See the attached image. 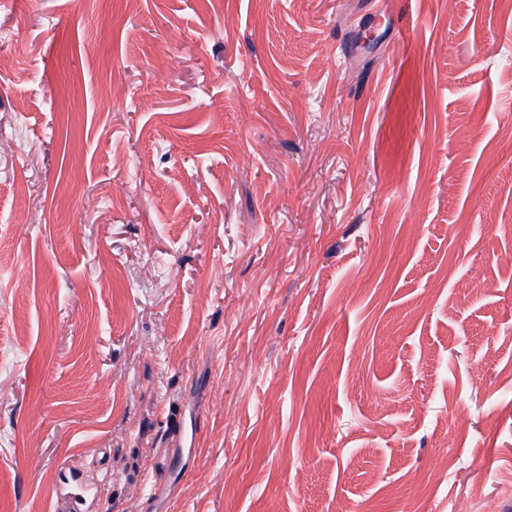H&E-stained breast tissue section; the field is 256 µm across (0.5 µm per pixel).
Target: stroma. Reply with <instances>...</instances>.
<instances>
[{
    "label": "stroma",
    "mask_w": 512,
    "mask_h": 512,
    "mask_svg": "<svg viewBox=\"0 0 512 512\" xmlns=\"http://www.w3.org/2000/svg\"><path fill=\"white\" fill-rule=\"evenodd\" d=\"M511 172L512 0H0V512H512ZM77 466H67L62 483L65 490L57 495V512H85L89 508L92 489L83 480Z\"/></svg>",
    "instance_id": "35a3bbf8"
}]
</instances>
